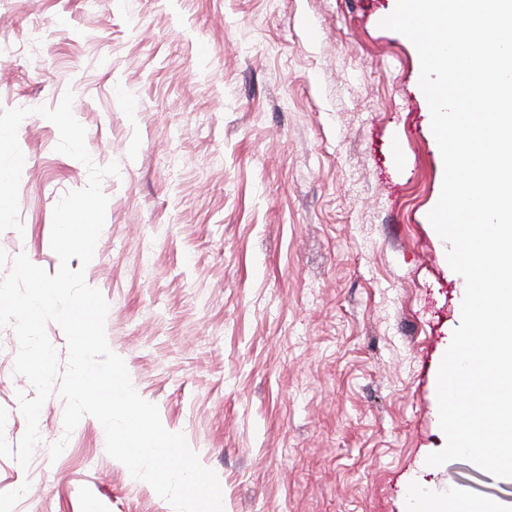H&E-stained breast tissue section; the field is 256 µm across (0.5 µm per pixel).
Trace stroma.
<instances>
[{"label": "stroma", "instance_id": "35a3bbf8", "mask_svg": "<svg viewBox=\"0 0 512 512\" xmlns=\"http://www.w3.org/2000/svg\"><path fill=\"white\" fill-rule=\"evenodd\" d=\"M391 0H0V109L28 108L8 257L55 274L53 210L88 181L35 115L73 92L106 219L87 285L140 396L213 470L224 512H410L412 496L512 512V478L439 451L437 371L464 279L428 220L443 167ZM0 327L4 434L26 429ZM43 405L0 512H173ZM67 445L58 459L49 447Z\"/></svg>", "mask_w": 512, "mask_h": 512}]
</instances>
